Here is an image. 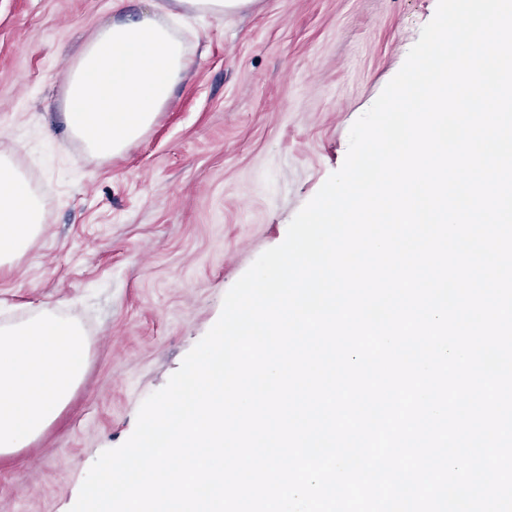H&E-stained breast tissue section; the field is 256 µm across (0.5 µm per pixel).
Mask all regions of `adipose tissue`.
<instances>
[{
    "instance_id": "adipose-tissue-1",
    "label": "adipose tissue",
    "mask_w": 512,
    "mask_h": 512,
    "mask_svg": "<svg viewBox=\"0 0 512 512\" xmlns=\"http://www.w3.org/2000/svg\"><path fill=\"white\" fill-rule=\"evenodd\" d=\"M186 69L175 24L149 13L112 21L64 72V124L91 156H119L155 123ZM43 230L41 195L1 152L0 268L14 265ZM87 357L82 326L53 308L0 325V457L28 447L57 419L83 380Z\"/></svg>"
}]
</instances>
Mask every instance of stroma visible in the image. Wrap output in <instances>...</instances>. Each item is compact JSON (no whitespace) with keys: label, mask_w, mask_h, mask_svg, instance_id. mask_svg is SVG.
Segmentation results:
<instances>
[{"label":"stroma","mask_w":512,"mask_h":512,"mask_svg":"<svg viewBox=\"0 0 512 512\" xmlns=\"http://www.w3.org/2000/svg\"><path fill=\"white\" fill-rule=\"evenodd\" d=\"M172 0H0V151L43 188L44 231L0 269V322L78 321L84 380L0 458V512H70L101 452L217 322L227 291L343 164L349 130L437 0H256L183 26L187 74L153 126L99 160L61 119L60 72L98 28Z\"/></svg>","instance_id":"35a3bbf8"}]
</instances>
